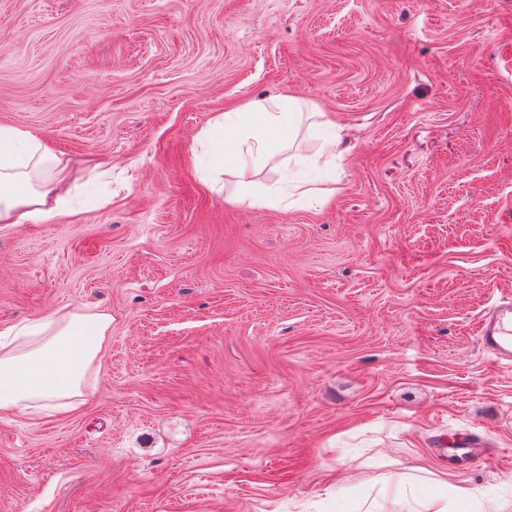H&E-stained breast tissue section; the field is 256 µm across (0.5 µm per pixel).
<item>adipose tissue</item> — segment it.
Instances as JSON below:
<instances>
[{"instance_id":"obj_1","label":"adipose tissue","mask_w":512,"mask_h":512,"mask_svg":"<svg viewBox=\"0 0 512 512\" xmlns=\"http://www.w3.org/2000/svg\"><path fill=\"white\" fill-rule=\"evenodd\" d=\"M296 99H257L216 117L196 137L216 173H234L238 182L231 201L250 197L253 204L277 207V188L254 190L246 180L248 164H265L283 148L288 118ZM34 136L0 126V223L24 224L58 214L62 197L34 190L28 169L48 161ZM112 330V316L100 311H61L42 321L0 332V412L23 413L50 406L63 412L84 402L87 382L100 370V357ZM422 512H500L496 500L473 502L467 489L454 497L432 490L418 498Z\"/></svg>"}]
</instances>
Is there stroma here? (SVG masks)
<instances>
[{
    "label": "stroma",
    "instance_id": "obj_1",
    "mask_svg": "<svg viewBox=\"0 0 512 512\" xmlns=\"http://www.w3.org/2000/svg\"><path fill=\"white\" fill-rule=\"evenodd\" d=\"M291 95L307 158L225 198L195 138ZM0 126L70 200L0 223V331L112 315L81 410L0 413V512H408L399 476L512 512V0H0ZM343 152L311 162L332 127ZM489 464L448 470L450 436ZM489 320L484 324L480 343L484 350L495 355L497 359L511 360L512 358V310L495 307L489 314Z\"/></svg>",
    "mask_w": 512,
    "mask_h": 512
}]
</instances>
